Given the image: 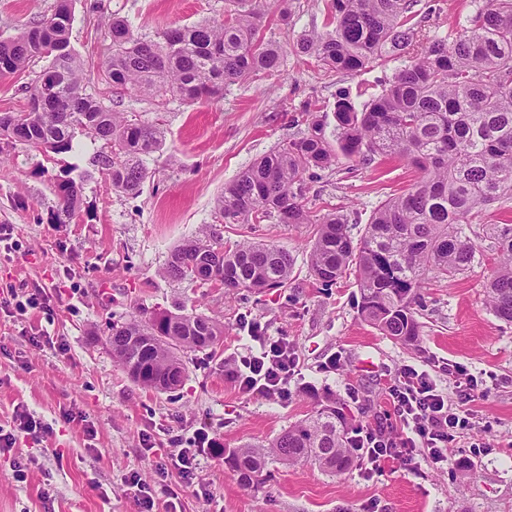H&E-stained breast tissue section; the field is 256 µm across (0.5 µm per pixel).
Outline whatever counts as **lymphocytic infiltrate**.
Here are the masks:
<instances>
[{
  "mask_svg": "<svg viewBox=\"0 0 512 512\" xmlns=\"http://www.w3.org/2000/svg\"><path fill=\"white\" fill-rule=\"evenodd\" d=\"M258 343V350L248 351L227 363L224 375L246 394L282 393L296 367L288 341L283 337L262 336ZM453 388V396H445L427 372L410 366L404 368L401 384L394 391L400 432L370 431L359 442L362 459L371 470H380L382 461L389 457L411 459L420 451L435 465L447 462L449 445L460 430L470 425L472 403L485 394L477 377L462 368L455 372ZM418 442L423 445L419 451L414 448Z\"/></svg>",
  "mask_w": 512,
  "mask_h": 512,
  "instance_id": "1",
  "label": "lymphocytic infiltrate"
}]
</instances>
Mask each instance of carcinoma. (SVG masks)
Instances as JSON below:
<instances>
[{"mask_svg":"<svg viewBox=\"0 0 512 512\" xmlns=\"http://www.w3.org/2000/svg\"><path fill=\"white\" fill-rule=\"evenodd\" d=\"M418 0H330L331 30L314 31L293 50L324 68L360 71L414 51L392 80L359 110L346 96L335 103L342 153L362 165L397 158L418 172L407 188L373 212L358 243L345 219L316 217L303 204L306 176L335 165L336 151L321 120L305 112L307 132L276 147L224 186L218 212L224 224L314 225L310 270L329 288L355 273L362 319L405 345L420 341L416 306L424 284L450 279L480 262L479 241L491 240L495 271L485 303L512 324V224H485L480 207L512 199V0H488L448 41L424 31ZM221 23L202 22L144 41L124 20H112V54L105 62L117 91L172 94L196 103L221 94L224 85L280 71L283 53L260 31L263 0H230ZM73 0H56L53 12L0 43V75L42 58L48 64L26 87L27 110L0 117V139L54 154L76 149L81 137L104 141L93 161L112 188L135 193L147 177L144 158L159 149L161 131L131 123L86 92L84 67L70 46ZM88 173L54 181L57 222L78 212ZM224 278L227 294L284 288L293 258L274 245L250 241L224 246L204 232L177 245L164 275L194 278L200 265ZM224 335V324L197 313L159 312L145 325L112 326V356L122 368L153 375L185 373L181 352L204 351ZM310 416L267 443L234 448V474L245 489L270 477L274 460L312 464L336 476L355 462L361 425L331 395L311 394Z\"/></svg>","mask_w":512,"mask_h":512,"instance_id":"carcinoma-1","label":"carcinoma"}]
</instances>
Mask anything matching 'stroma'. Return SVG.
I'll use <instances>...</instances> for the list:
<instances>
[{"mask_svg": "<svg viewBox=\"0 0 512 512\" xmlns=\"http://www.w3.org/2000/svg\"><path fill=\"white\" fill-rule=\"evenodd\" d=\"M55 0H0V42L16 37L33 18L51 14ZM328 0H291L289 23L266 14L262 33L284 50L280 72L226 84L221 97L194 105L168 94H117L104 62L111 52L109 23L126 20L135 34L160 41L170 28L223 21L228 0H75L71 44L84 63L89 93L134 123L156 125L161 147L145 159L147 177L136 193H119L94 171L101 141L84 139L79 152L44 154L16 144L0 148V292L41 290L44 309L18 314L0 304V429L12 431L24 408L48 431L18 435L25 476H13L12 453L0 454V512H137L150 497L172 512H512V324L484 305L483 284L494 259L485 256L454 279L428 281L419 316L418 346H406L363 321L354 276L326 288L309 267L306 224H225L216 200L256 159L280 142L302 136L303 106L316 111L331 145H338L334 105L347 94L363 106L404 64L358 72L328 71L299 56L294 44L322 29ZM487 0H420L426 33L456 34ZM40 63L0 75V112L25 111L26 87ZM90 172L84 205L69 223L55 221V178ZM416 171L398 159L361 165L338 158L307 179L303 202L317 215L336 212L360 239L374 209L412 183ZM231 244L256 240L294 258L284 288L231 297L223 288L163 277L171 250L202 230ZM193 311L219 319L224 334L204 351L185 352L186 376L175 391L133 383L112 358L113 324L148 319L160 311ZM264 335L286 337L297 367L284 394L247 395L224 376V363L252 347L241 316ZM50 334L34 346L33 337ZM461 364L482 377L486 397L473 405L472 427L432 465L388 459L382 472L361 466L341 477L317 466L271 464L262 489L241 487L217 451L273 439L313 408L306 388L333 392L371 430L400 427L390 391L411 366L429 372L438 390L453 385L440 363ZM214 445L199 448L196 475L209 491L155 465L177 457L198 428ZM483 451H475V444ZM139 485H132V475ZM169 494H162V486Z\"/></svg>", "mask_w": 512, "mask_h": 512, "instance_id": "1", "label": "stroma"}]
</instances>
